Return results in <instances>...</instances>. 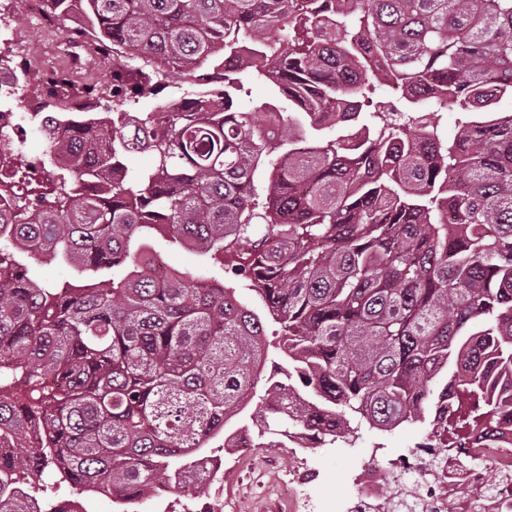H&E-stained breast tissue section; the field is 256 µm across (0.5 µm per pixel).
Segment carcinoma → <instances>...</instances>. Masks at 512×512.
<instances>
[{
  "mask_svg": "<svg viewBox=\"0 0 512 512\" xmlns=\"http://www.w3.org/2000/svg\"><path fill=\"white\" fill-rule=\"evenodd\" d=\"M51 3L112 48V112L50 100L103 188L61 166L21 223L0 222V512L47 470L124 512L224 447L271 357L283 384L248 426L262 448L426 419L441 438L449 409L459 439L496 427L512 407V113L484 87L512 96V0ZM245 43L253 61L230 66ZM208 67L223 91L122 109L161 73ZM391 83L454 109L457 132L384 105ZM252 84L288 101L275 124L236 109ZM156 242L198 252L200 272L161 266ZM34 251L79 281L39 282Z\"/></svg>",
  "mask_w": 512,
  "mask_h": 512,
  "instance_id": "obj_1",
  "label": "carcinoma"
}]
</instances>
